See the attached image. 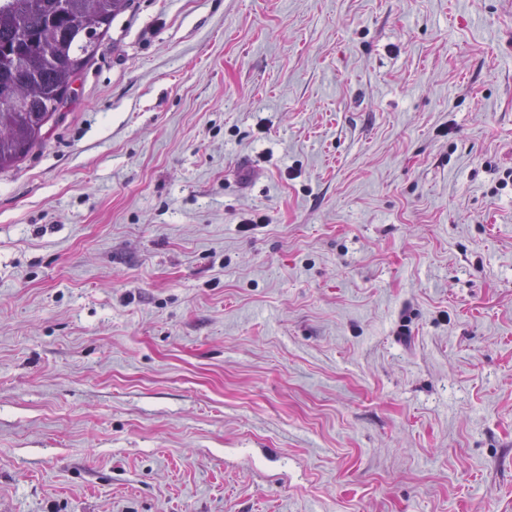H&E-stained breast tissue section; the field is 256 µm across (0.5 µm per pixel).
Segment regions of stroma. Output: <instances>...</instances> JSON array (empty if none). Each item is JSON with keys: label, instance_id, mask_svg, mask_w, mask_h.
I'll return each mask as SVG.
<instances>
[{"label": "stroma", "instance_id": "1", "mask_svg": "<svg viewBox=\"0 0 512 512\" xmlns=\"http://www.w3.org/2000/svg\"><path fill=\"white\" fill-rule=\"evenodd\" d=\"M0 172V512H512V0H131Z\"/></svg>", "mask_w": 512, "mask_h": 512}]
</instances>
